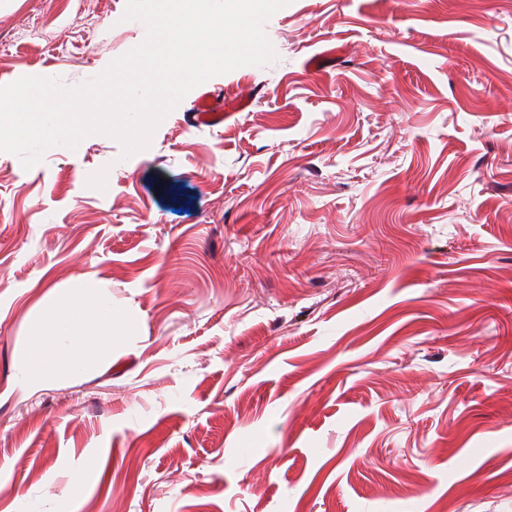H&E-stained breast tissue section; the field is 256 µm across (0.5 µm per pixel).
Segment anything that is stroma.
<instances>
[{
  "mask_svg": "<svg viewBox=\"0 0 512 512\" xmlns=\"http://www.w3.org/2000/svg\"><path fill=\"white\" fill-rule=\"evenodd\" d=\"M125 6L0 0V85L97 75L145 37ZM265 31L274 64L128 159L0 152V512H512V0H291ZM206 91L249 105L193 125ZM81 275L131 329L23 387Z\"/></svg>",
  "mask_w": 512,
  "mask_h": 512,
  "instance_id": "35a3bbf8",
  "label": "stroma"
}]
</instances>
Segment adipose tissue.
<instances>
[{
  "label": "adipose tissue",
  "mask_w": 512,
  "mask_h": 512,
  "mask_svg": "<svg viewBox=\"0 0 512 512\" xmlns=\"http://www.w3.org/2000/svg\"><path fill=\"white\" fill-rule=\"evenodd\" d=\"M98 288L96 280L80 276L69 294L35 321L23 356L26 385L71 376L111 357L129 325L102 303Z\"/></svg>",
  "instance_id": "adipose-tissue-1"
}]
</instances>
